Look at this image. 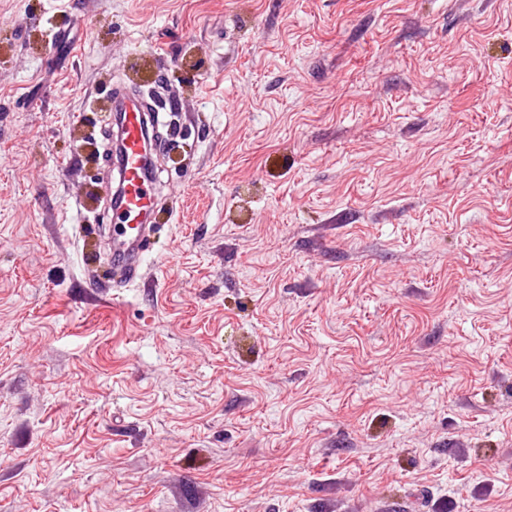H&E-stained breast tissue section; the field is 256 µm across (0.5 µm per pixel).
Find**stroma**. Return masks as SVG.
Segmentation results:
<instances>
[{"mask_svg": "<svg viewBox=\"0 0 512 512\" xmlns=\"http://www.w3.org/2000/svg\"><path fill=\"white\" fill-rule=\"evenodd\" d=\"M0 512H512V0H0ZM112 102L114 124L120 133L118 164L119 184L122 193L114 195L112 205L115 224L112 227V266L123 273L121 285H135L142 278L144 256L149 252L148 235L151 228L146 224L155 205L152 191V174H147V155L144 152L147 125L153 126L157 154L166 147L160 132L159 112H167L163 105L153 104L136 92L119 84H113L109 93ZM119 121V124H118Z\"/></svg>", "mask_w": 512, "mask_h": 512, "instance_id": "obj_1", "label": "stroma"}]
</instances>
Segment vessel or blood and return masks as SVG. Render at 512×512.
<instances>
[{"label":"vessel or blood","instance_id":"b4317fda","mask_svg":"<svg viewBox=\"0 0 512 512\" xmlns=\"http://www.w3.org/2000/svg\"><path fill=\"white\" fill-rule=\"evenodd\" d=\"M109 99L113 119L120 133L118 162L119 182L122 192L116 197L112 212L115 224L112 228L111 262L123 273V286L140 281L144 257L148 252L150 226L147 219L155 205L152 177L147 174L148 158L144 144L148 128H155L154 138L158 147H165L166 140L160 133L161 105L153 104L121 85H113Z\"/></svg>","mask_w":512,"mask_h":512}]
</instances>
